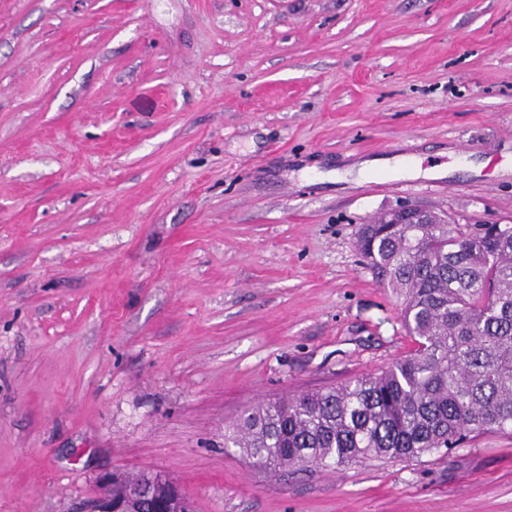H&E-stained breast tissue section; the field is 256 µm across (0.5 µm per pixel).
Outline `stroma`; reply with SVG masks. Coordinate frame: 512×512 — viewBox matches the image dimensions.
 <instances>
[{"mask_svg":"<svg viewBox=\"0 0 512 512\" xmlns=\"http://www.w3.org/2000/svg\"><path fill=\"white\" fill-rule=\"evenodd\" d=\"M402 207L512 224V0H0V512L147 469L196 512H512V433L224 445L413 349L356 245Z\"/></svg>","mask_w":512,"mask_h":512,"instance_id":"stroma-1","label":"stroma"}]
</instances>
